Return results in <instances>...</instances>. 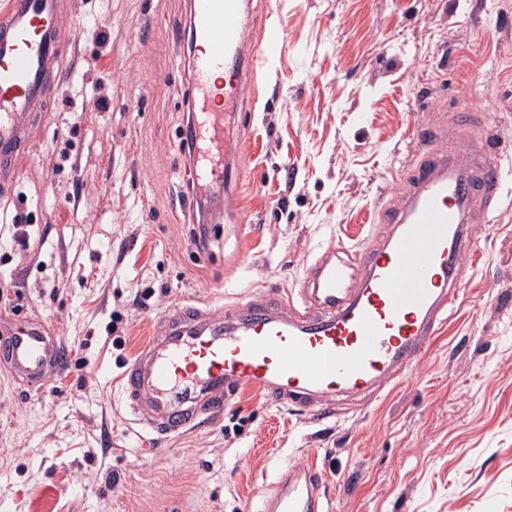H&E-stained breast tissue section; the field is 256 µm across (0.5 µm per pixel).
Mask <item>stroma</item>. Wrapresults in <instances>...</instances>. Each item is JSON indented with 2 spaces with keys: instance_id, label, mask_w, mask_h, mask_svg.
<instances>
[{
  "instance_id": "1",
  "label": "stroma",
  "mask_w": 512,
  "mask_h": 512,
  "mask_svg": "<svg viewBox=\"0 0 512 512\" xmlns=\"http://www.w3.org/2000/svg\"><path fill=\"white\" fill-rule=\"evenodd\" d=\"M65 2L55 119L0 190V321L45 322L67 359L38 391L0 372V512H254L292 463L332 512H512V0H251L248 43L280 53L224 118L233 208L201 210L204 249L170 93L187 0ZM454 104L484 109L505 185L416 362L319 421L247 387L159 444L130 423L112 378L173 306L293 300L320 244H376L414 128Z\"/></svg>"
}]
</instances>
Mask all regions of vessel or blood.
<instances>
[{
  "label": "vessel or blood",
  "mask_w": 512,
  "mask_h": 512,
  "mask_svg": "<svg viewBox=\"0 0 512 512\" xmlns=\"http://www.w3.org/2000/svg\"><path fill=\"white\" fill-rule=\"evenodd\" d=\"M63 0H8L0 12V186L18 176L15 149L35 133L51 73L65 56ZM190 79L176 93L192 113L195 192L227 190L224 114L235 111L257 69L279 52L278 36L249 46L246 0H188ZM223 105H216V95ZM407 193L391 208L393 230L376 245H328L310 264L298 304L274 297L206 313L169 312L144 354L119 365L116 383L137 423L158 438L219 415L244 385L319 416L330 400L376 392L416 360L448 318L471 251L473 224L487 216L502 173L485 140L458 142L421 126ZM63 350L41 323L0 325V366L34 388L61 365ZM312 465L278 471L258 512H329Z\"/></svg>",
  "instance_id": "1"
}]
</instances>
